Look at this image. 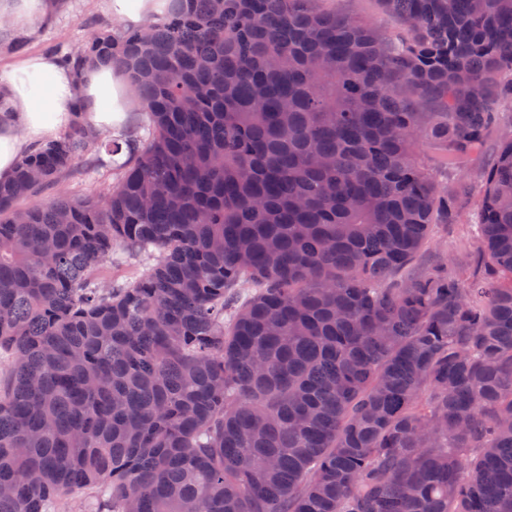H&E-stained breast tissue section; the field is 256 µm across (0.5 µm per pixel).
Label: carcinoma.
<instances>
[{"label": "carcinoma", "instance_id": "cac0c4a2", "mask_svg": "<svg viewBox=\"0 0 512 512\" xmlns=\"http://www.w3.org/2000/svg\"><path fill=\"white\" fill-rule=\"evenodd\" d=\"M314 2L58 51L148 128L104 195L22 204L118 153L80 118L0 181V512H512V0H382L402 38ZM491 130L481 246L417 264ZM143 262L138 260H125L120 256L117 257L112 264L105 263L96 272V276L100 281H132L137 278L144 270Z\"/></svg>", "mask_w": 512, "mask_h": 512}]
</instances>
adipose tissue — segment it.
I'll list each match as a JSON object with an SVG mask.
<instances>
[{"mask_svg": "<svg viewBox=\"0 0 512 512\" xmlns=\"http://www.w3.org/2000/svg\"><path fill=\"white\" fill-rule=\"evenodd\" d=\"M50 11L49 0H0V18L29 36ZM0 97L8 107L0 114V180L12 176L31 144L56 140L77 117L118 137L132 111L127 85L112 70L88 71L78 90L71 72L49 55L25 56L1 72Z\"/></svg>", "mask_w": 512, "mask_h": 512, "instance_id": "obj_1", "label": "adipose tissue"}]
</instances>
